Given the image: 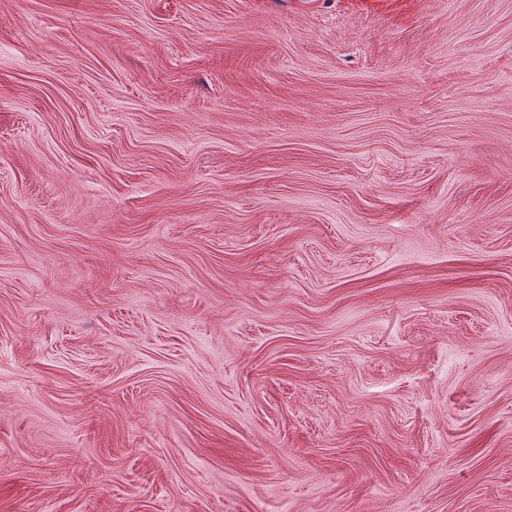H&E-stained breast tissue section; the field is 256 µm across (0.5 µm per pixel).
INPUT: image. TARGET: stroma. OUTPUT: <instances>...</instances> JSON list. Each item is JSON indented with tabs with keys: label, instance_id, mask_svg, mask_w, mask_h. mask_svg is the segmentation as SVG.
Here are the masks:
<instances>
[{
	"label": "stroma",
	"instance_id": "obj_1",
	"mask_svg": "<svg viewBox=\"0 0 512 512\" xmlns=\"http://www.w3.org/2000/svg\"><path fill=\"white\" fill-rule=\"evenodd\" d=\"M0 512H512V0H0Z\"/></svg>",
	"mask_w": 512,
	"mask_h": 512
}]
</instances>
